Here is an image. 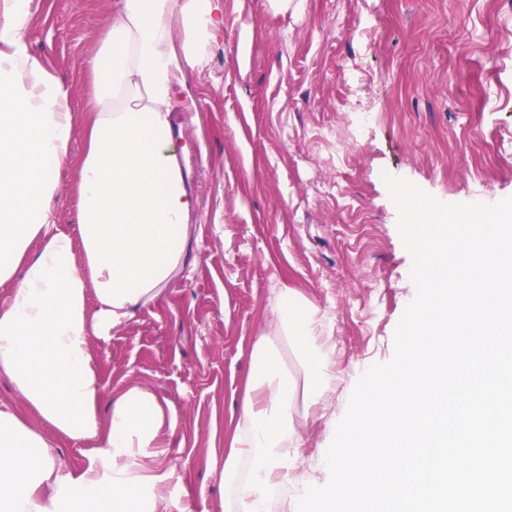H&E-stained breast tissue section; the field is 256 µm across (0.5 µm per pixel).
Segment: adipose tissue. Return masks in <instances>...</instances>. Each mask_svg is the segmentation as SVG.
Here are the masks:
<instances>
[{
  "mask_svg": "<svg viewBox=\"0 0 512 512\" xmlns=\"http://www.w3.org/2000/svg\"><path fill=\"white\" fill-rule=\"evenodd\" d=\"M33 0H0V377L87 462L61 474L55 447L0 409V512H187L156 462L136 463L173 426L149 388L105 398L91 347L158 299L188 259L194 201L174 113L192 112L189 69L224 27L220 0H116L89 58L92 91L78 175V237L55 231L57 172L71 160L72 88L32 54ZM273 320L224 458V512H268L296 469L295 416L336 390L326 317L295 288L275 289Z\"/></svg>",
  "mask_w": 512,
  "mask_h": 512,
  "instance_id": "obj_1",
  "label": "adipose tissue"
}]
</instances>
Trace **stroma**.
Listing matches in <instances>:
<instances>
[{
    "label": "stroma",
    "mask_w": 512,
    "mask_h": 512,
    "mask_svg": "<svg viewBox=\"0 0 512 512\" xmlns=\"http://www.w3.org/2000/svg\"><path fill=\"white\" fill-rule=\"evenodd\" d=\"M113 0H34L29 48L76 98ZM230 24L188 74L197 109L176 137L194 199L190 258L163 295L92 355L106 395L141 385L169 407L167 494L224 512L230 421L268 329L273 289L328 317L342 381L297 419L302 483L269 512H297L329 479L346 393L391 360L416 290L384 174L446 203L512 197V0H221ZM378 108L355 124V113ZM77 169L58 176V231L78 233Z\"/></svg>",
    "instance_id": "35a3bbf8"
}]
</instances>
